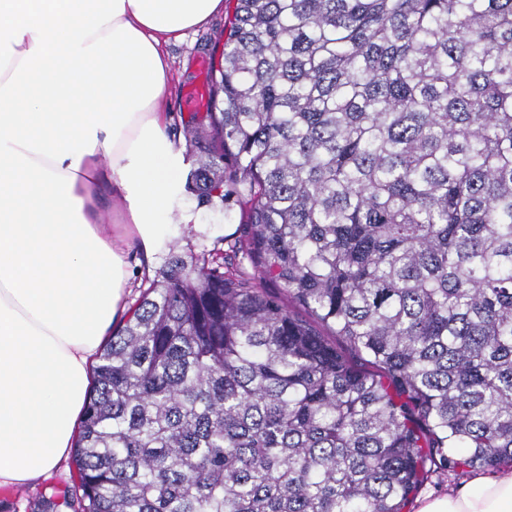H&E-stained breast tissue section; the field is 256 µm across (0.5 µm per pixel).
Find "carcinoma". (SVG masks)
I'll return each mask as SVG.
<instances>
[{"mask_svg": "<svg viewBox=\"0 0 512 512\" xmlns=\"http://www.w3.org/2000/svg\"><path fill=\"white\" fill-rule=\"evenodd\" d=\"M233 2L186 190L346 351L173 242L40 512H402L437 458L512 467V0Z\"/></svg>", "mask_w": 512, "mask_h": 512, "instance_id": "carcinoma-1", "label": "carcinoma"}]
</instances>
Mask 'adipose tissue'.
I'll list each match as a JSON object with an SVG mask.
<instances>
[{
    "instance_id": "1",
    "label": "adipose tissue",
    "mask_w": 512,
    "mask_h": 512,
    "mask_svg": "<svg viewBox=\"0 0 512 512\" xmlns=\"http://www.w3.org/2000/svg\"><path fill=\"white\" fill-rule=\"evenodd\" d=\"M224 0H0V486L65 459L90 357L127 312L130 243L161 250L176 200L163 47ZM124 206L102 224L100 188ZM416 512H512V470Z\"/></svg>"
}]
</instances>
